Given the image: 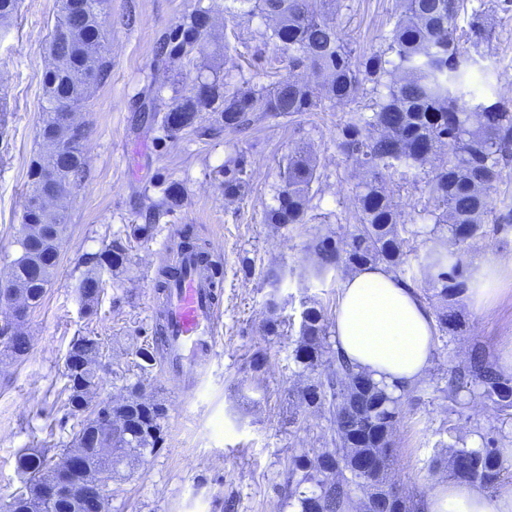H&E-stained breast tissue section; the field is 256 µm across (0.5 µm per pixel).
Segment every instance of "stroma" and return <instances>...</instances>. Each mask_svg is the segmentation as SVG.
Instances as JSON below:
<instances>
[{"label":"stroma","mask_w":512,"mask_h":512,"mask_svg":"<svg viewBox=\"0 0 512 512\" xmlns=\"http://www.w3.org/2000/svg\"><path fill=\"white\" fill-rule=\"evenodd\" d=\"M227 0H108L106 37L111 69L79 118L88 129L83 143L88 177L67 199L69 216L60 263L41 306L29 316L30 338L19 360L0 359V501L23 482L16 456L43 447L47 438L70 441L76 418L48 432L64 418L55 393L66 382L64 362L73 337L98 336L108 365L99 373L95 397L122 401L127 385L142 382L146 396L166 408L163 439L135 467H120L110 482L108 512H278L291 456L329 447L326 416L307 410L298 391L304 383L292 360L301 312L316 300L336 312L340 286L349 277L339 267L319 271L310 239L342 234L352 222L362 169L339 147L350 112L366 111L370 90L352 103L325 104L292 119L265 118L244 133L199 135L183 131L164 136L145 123L140 106L149 86L169 101L187 91L197 75L221 71L229 85L270 84L273 69H285L288 53L268 39L260 18L231 17ZM212 7L216 23L208 48L192 62H157L160 36L194 6ZM484 9L494 28L492 47L472 68L475 98L512 99V12L497 0H467L457 21L463 51H471L469 23ZM57 0H20L12 25L0 31V277L17 254V232L28 193L27 171L37 151L42 73L55 24ZM399 13V0H339L334 17L354 55L385 50V35ZM307 147L320 175V190L306 221L280 227L264 223L282 185L280 173L289 153ZM245 157L249 190L238 200L224 197V162ZM184 188L182 204L161 216L151 238L132 244L123 267L102 270L98 311L87 316L79 284L85 259L130 225L145 221V196L160 197L166 183ZM192 228L219 261L223 312L218 347L201 372L165 375L160 365L141 371L139 348L153 345L159 308L156 274L172 260L170 239ZM276 299L285 321L281 335L263 331L267 302ZM459 332H436L428 368L413 399L404 400L396 424L394 475L400 487L424 497L448 482L446 469L431 462L449 449L469 447L480 436L512 448V418L488 401L460 393L448 397V371L481 349L491 362L500 359L504 330L512 327V268L500 272L488 303L476 306L468 294L449 301ZM264 353L262 371H253L254 353Z\"/></svg>","instance_id":"obj_1"}]
</instances>
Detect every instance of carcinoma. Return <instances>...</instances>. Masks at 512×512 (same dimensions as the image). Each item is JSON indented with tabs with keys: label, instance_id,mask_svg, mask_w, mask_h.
Wrapping results in <instances>:
<instances>
[{
	"label": "carcinoma",
	"instance_id": "1",
	"mask_svg": "<svg viewBox=\"0 0 512 512\" xmlns=\"http://www.w3.org/2000/svg\"><path fill=\"white\" fill-rule=\"evenodd\" d=\"M18 0H0V27L10 26ZM464 0H403V10L385 36L387 47L355 57L340 37L332 15L336 0H231L226 11L233 15L260 16L271 30L270 38L288 49V73L268 86L243 82L226 87L224 79L208 76L195 87L173 98L164 112L151 119L173 136L194 130L201 113L229 131L250 128L253 119L293 117L314 112L324 102H353L365 83L372 84L370 112H352L341 127L339 147L363 167L365 179L356 193V224L344 236H316L309 249L324 269L345 265L358 268L383 264L405 272L403 235L407 225L399 222L394 192L386 175L417 178L419 171L445 157L426 181L430 209L425 216L433 227L448 226L456 251L433 247L425 256L429 285L443 303L437 312L439 329H448V301L467 288L468 270L462 254L478 235L496 232L490 224L492 192L512 165V100L501 96L476 99L468 89L469 59L456 40V22ZM208 8H196L159 40L157 55L162 60H191L202 52L214 27ZM105 15L98 0H58L52 36L48 44L50 62L42 74V98L38 138L40 150L32 159L27 176L29 195L42 185L43 172H59L57 192L67 197L77 193L87 179L82 144L72 141L59 124L60 110L87 106L92 89L106 81L109 61L104 45ZM301 68L307 78L294 74ZM421 144L417 154L412 146ZM310 152L299 147L288 156L283 185L276 204L265 212L267 224H304L312 201L313 183L319 181ZM248 185L244 158L230 157L224 163V197L238 199ZM184 195L178 182H171L159 198L146 196V216L154 219L179 203ZM66 217L55 212L24 208L16 243L20 255L13 260L10 275L0 294L11 290L28 293L41 305L60 262ZM178 246L210 257L206 243L187 234ZM34 256L44 268V278L33 283L23 275L24 260ZM130 260L129 245L111 240L88 263L100 269L124 266ZM283 320L275 300L269 302L264 331L281 334ZM327 309L313 301L301 312L299 337L293 359L313 372L331 355L332 367L325 377L309 380L300 390L301 404L329 415L332 447L311 457L296 455L289 460L285 498L298 512H350L353 490L363 491V512H378L380 498L394 496L395 512H418L420 504L399 490L390 477L393 457L392 434L402 411V399L418 390L412 386L399 394L386 385L353 369L339 352L332 350ZM70 346H79L91 364L79 380H67L63 418L80 413L84 389L97 384V367L92 360L100 354L96 336H76ZM3 353L20 359L29 346L12 332V324L0 327ZM142 383L127 386L129 396L113 408L124 425L102 430L100 443L111 449L112 463L133 462L152 452L161 440L166 409L160 403H140ZM464 389L492 402L500 411L512 410V379L505 378L481 351L469 361L454 366L448 377V393ZM50 449L23 451L16 469L24 486L33 490L37 480L50 474L57 463ZM379 457L377 472L347 475L348 465L359 454ZM460 455L469 456L466 471L456 468ZM450 475L487 491H494L509 469L495 440L483 439L478 450L459 449L451 454Z\"/></svg>",
	"mask_w": 512,
	"mask_h": 512
}]
</instances>
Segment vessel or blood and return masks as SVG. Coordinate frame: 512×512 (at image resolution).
<instances>
[{
  "label": "vessel or blood",
  "mask_w": 512,
  "mask_h": 512,
  "mask_svg": "<svg viewBox=\"0 0 512 512\" xmlns=\"http://www.w3.org/2000/svg\"><path fill=\"white\" fill-rule=\"evenodd\" d=\"M177 265L178 273L167 283L162 307L164 365L170 373L198 366L214 352L222 293L197 253L182 252Z\"/></svg>",
  "instance_id": "vessel-or-blood-1"
}]
</instances>
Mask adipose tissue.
Wrapping results in <instances>:
<instances>
[{"instance_id": "adipose-tissue-1", "label": "adipose tissue", "mask_w": 512, "mask_h": 512, "mask_svg": "<svg viewBox=\"0 0 512 512\" xmlns=\"http://www.w3.org/2000/svg\"><path fill=\"white\" fill-rule=\"evenodd\" d=\"M336 349L354 366L393 391L424 374L433 348L429 308L386 268L366 265L342 284L333 326ZM425 512H512V483L486 495L462 480L436 485Z\"/></svg>"}]
</instances>
